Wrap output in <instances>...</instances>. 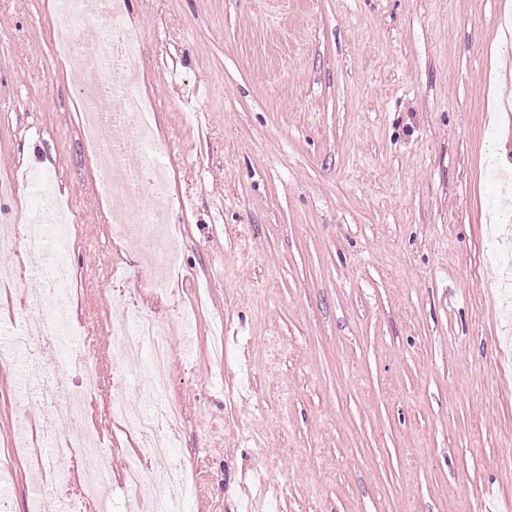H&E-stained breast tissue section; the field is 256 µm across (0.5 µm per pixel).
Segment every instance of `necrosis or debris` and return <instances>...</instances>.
I'll list each match as a JSON object with an SVG mask.
<instances>
[{
  "label": "necrosis or debris",
  "instance_id": "obj_1",
  "mask_svg": "<svg viewBox=\"0 0 512 512\" xmlns=\"http://www.w3.org/2000/svg\"><path fill=\"white\" fill-rule=\"evenodd\" d=\"M55 49L75 63L74 81L85 100L83 121L87 136H97L104 121L124 130L122 139L99 146L98 188L107 196L120 197L125 207L113 211L110 221L119 237L132 238L141 251L155 289L165 286L164 273L172 255L162 249L161 237L169 203L168 176L164 166L151 154L155 141L152 114L135 91L131 61L141 45V35L124 20V0H107L100 18H88L82 0H57L54 17ZM118 100L119 108L104 113L103 100ZM143 156L139 168H128L124 158L129 148ZM113 348L120 355L151 352L144 367L148 379L149 404L132 417L134 430L144 439L151 466L127 468L126 480L139 488L149 475H158L159 484L143 503V512H178L180 497L187 485L185 474L171 462L181 421L180 407L169 400L168 365L173 344L158 329L155 317L134 307L126 329L116 332ZM83 414L77 398L54 401L42 442L54 456H72L100 448L99 434L86 430L72 432L74 420Z\"/></svg>",
  "mask_w": 512,
  "mask_h": 512
}]
</instances>
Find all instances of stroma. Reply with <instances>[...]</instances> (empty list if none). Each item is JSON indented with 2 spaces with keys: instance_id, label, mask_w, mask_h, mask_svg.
I'll return each instance as SVG.
<instances>
[{
  "instance_id": "stroma-1",
  "label": "stroma",
  "mask_w": 512,
  "mask_h": 512,
  "mask_svg": "<svg viewBox=\"0 0 512 512\" xmlns=\"http://www.w3.org/2000/svg\"><path fill=\"white\" fill-rule=\"evenodd\" d=\"M50 0H0V176L47 173L78 229L72 334L100 387L79 427L108 449L103 512H137L143 439L109 415L143 404V356H118L120 303L168 324L182 512H512V0H126L136 89L171 190L167 293L117 240L97 190L74 66ZM42 190L0 197V258ZM42 280L0 286V336L28 329ZM35 347L0 367V449L38 440ZM18 461L8 512H57Z\"/></svg>"
}]
</instances>
